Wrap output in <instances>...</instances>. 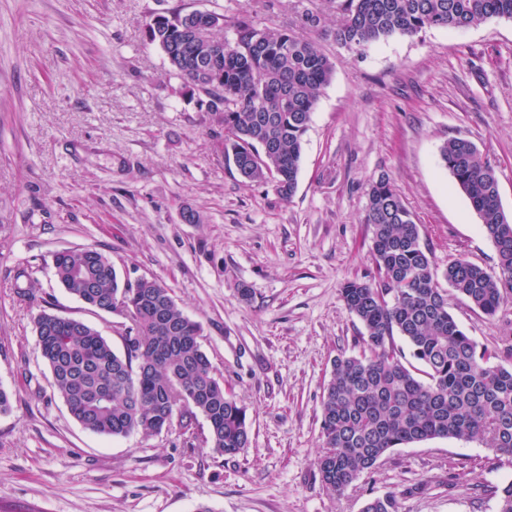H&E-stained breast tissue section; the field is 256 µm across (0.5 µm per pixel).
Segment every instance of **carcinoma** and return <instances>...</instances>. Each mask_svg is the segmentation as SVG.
I'll return each instance as SVG.
<instances>
[{"label":"carcinoma","instance_id":"obj_1","mask_svg":"<svg viewBox=\"0 0 512 512\" xmlns=\"http://www.w3.org/2000/svg\"><path fill=\"white\" fill-rule=\"evenodd\" d=\"M336 42L350 49L415 36L431 28L467 29L512 21V0H338ZM202 11L156 15L150 42L206 109L222 115L216 145L248 183H272L284 200L297 187L303 136L334 66L318 45L288 27L259 25L245 13L196 32ZM457 190L469 199L496 249L487 269L465 258L448 264V285L471 308L495 316L512 294V214L505 212L494 167L472 141L454 137L439 151ZM374 275L341 289L346 309L363 325L355 355L339 354L321 397L324 488L341 493L377 468L394 449L453 438L512 455V342L479 346L449 311L420 225L389 177L367 193ZM55 276L84 304L124 316L119 355L90 325L41 312L37 343L54 388L87 431L112 437L154 436L174 418L185 430L202 415L206 443L221 455L247 447L251 426L200 343L201 326L153 279H118L112 260L87 248L53 254ZM420 363V371L407 357ZM362 512H397L395 499L367 500Z\"/></svg>","mask_w":512,"mask_h":512}]
</instances>
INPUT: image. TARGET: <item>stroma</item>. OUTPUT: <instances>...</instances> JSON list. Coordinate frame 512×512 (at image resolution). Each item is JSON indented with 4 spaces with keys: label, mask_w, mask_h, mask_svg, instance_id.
Listing matches in <instances>:
<instances>
[{
    "label": "stroma",
    "mask_w": 512,
    "mask_h": 512,
    "mask_svg": "<svg viewBox=\"0 0 512 512\" xmlns=\"http://www.w3.org/2000/svg\"><path fill=\"white\" fill-rule=\"evenodd\" d=\"M182 9L302 30L334 62L304 135L297 188L247 183L219 126L151 43L154 14ZM321 22L303 28L305 12ZM334 0H0V512H497L512 457L437 438L398 448L344 492L321 484V395L362 324L343 284L375 265L363 222L388 175L437 273L496 250L439 149L474 142L512 213V21L431 28L356 52L338 44ZM194 211L199 223L183 220ZM102 251L122 281L153 279L201 328L217 375L247 408L248 448L205 445L204 418L152 437L91 433L53 389L36 341L43 311L79 319L125 352L122 316L58 283L51 256ZM250 290L241 299L238 286ZM478 345L512 336V298L487 317L449 292Z\"/></svg>",
    "instance_id": "stroma-1"
}]
</instances>
